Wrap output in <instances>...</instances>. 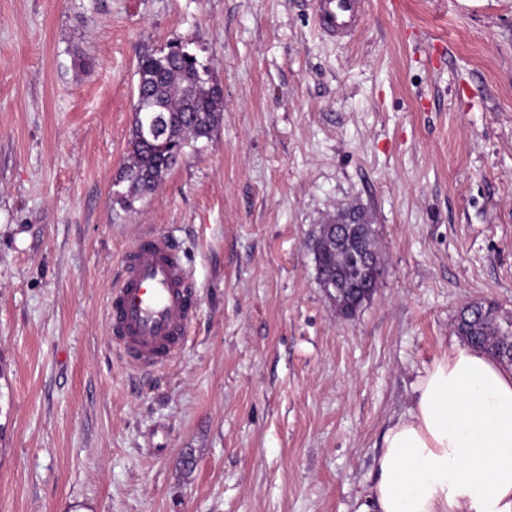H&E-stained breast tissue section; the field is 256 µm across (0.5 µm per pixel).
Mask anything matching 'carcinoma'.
<instances>
[{"mask_svg": "<svg viewBox=\"0 0 512 512\" xmlns=\"http://www.w3.org/2000/svg\"><path fill=\"white\" fill-rule=\"evenodd\" d=\"M137 75L131 135L140 146L122 171L127 190L119 203L125 208L155 193L182 160L189 141L210 137L224 112L220 86L184 46L140 56ZM355 214L360 220L340 231L334 224L321 225L314 245L318 282L329 288L328 297L343 315L366 301L368 288L382 275L372 224L364 212ZM455 332L463 344L512 366V312L492 302H475L461 311Z\"/></svg>", "mask_w": 512, "mask_h": 512, "instance_id": "carcinoma-1", "label": "carcinoma"}]
</instances>
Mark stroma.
Here are the masks:
<instances>
[{"label": "stroma", "mask_w": 512, "mask_h": 512, "mask_svg": "<svg viewBox=\"0 0 512 512\" xmlns=\"http://www.w3.org/2000/svg\"><path fill=\"white\" fill-rule=\"evenodd\" d=\"M0 0V512H355L466 304L512 311V0ZM224 93L211 139L117 201L140 54ZM369 216L383 274L337 313L312 245ZM149 231L198 313L150 377L106 303ZM321 31L334 40H351L362 22L364 0H313Z\"/></svg>", "instance_id": "1"}]
</instances>
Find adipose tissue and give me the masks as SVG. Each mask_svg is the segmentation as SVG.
Wrapping results in <instances>:
<instances>
[{
    "instance_id": "1",
    "label": "adipose tissue",
    "mask_w": 512,
    "mask_h": 512,
    "mask_svg": "<svg viewBox=\"0 0 512 512\" xmlns=\"http://www.w3.org/2000/svg\"><path fill=\"white\" fill-rule=\"evenodd\" d=\"M372 474L356 512H512V368L464 345L436 359Z\"/></svg>"
}]
</instances>
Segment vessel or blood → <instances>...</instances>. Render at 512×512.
<instances>
[{
    "label": "vessel or blood",
    "mask_w": 512,
    "mask_h": 512,
    "mask_svg": "<svg viewBox=\"0 0 512 512\" xmlns=\"http://www.w3.org/2000/svg\"><path fill=\"white\" fill-rule=\"evenodd\" d=\"M321 31L352 39L363 0H314ZM196 291L184 253L163 232L145 233L122 260L108 299L109 337L123 360L140 373L166 367L186 346L196 316Z\"/></svg>",
    "instance_id": "vessel-or-blood-1"
}]
</instances>
